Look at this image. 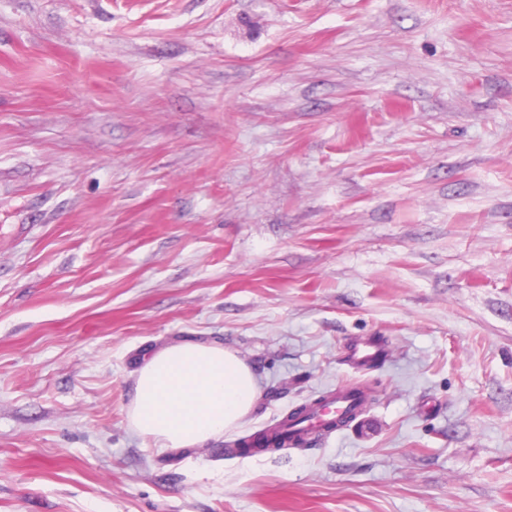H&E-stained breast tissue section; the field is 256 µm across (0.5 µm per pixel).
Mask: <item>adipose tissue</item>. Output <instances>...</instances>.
Masks as SVG:
<instances>
[{
	"label": "adipose tissue",
	"mask_w": 512,
	"mask_h": 512,
	"mask_svg": "<svg viewBox=\"0 0 512 512\" xmlns=\"http://www.w3.org/2000/svg\"><path fill=\"white\" fill-rule=\"evenodd\" d=\"M260 397L253 369L238 354L184 341L144 357L127 416L133 430L157 447L193 448L237 428Z\"/></svg>",
	"instance_id": "obj_1"
}]
</instances>
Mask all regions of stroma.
Wrapping results in <instances>:
<instances>
[{"mask_svg": "<svg viewBox=\"0 0 512 512\" xmlns=\"http://www.w3.org/2000/svg\"><path fill=\"white\" fill-rule=\"evenodd\" d=\"M189 340L262 397L158 448ZM0 512H512V0H0ZM377 352L376 343L372 340L367 338L356 339L347 347V363L355 372H360L371 365ZM260 397L258 378L238 354L184 341L143 358L127 416L133 430L158 448H194L237 428ZM353 389H337L334 394L326 397L320 407L314 408L311 417L305 426L311 431H322L325 424L336 422V419L345 416L346 418H357L365 410L366 400L364 395H358ZM345 420H339L333 425V429L339 427Z\"/></svg>", "mask_w": 512, "mask_h": 512, "instance_id": "35a3bbf8", "label": "stroma"}]
</instances>
